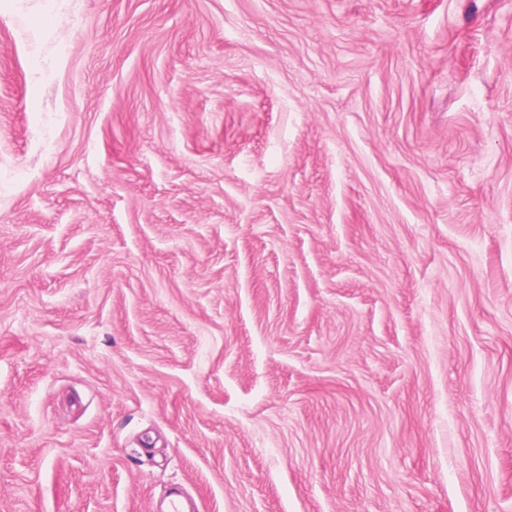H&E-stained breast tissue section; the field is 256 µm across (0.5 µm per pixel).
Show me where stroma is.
Segmentation results:
<instances>
[{"label":"stroma","instance_id":"obj_1","mask_svg":"<svg viewBox=\"0 0 512 512\" xmlns=\"http://www.w3.org/2000/svg\"><path fill=\"white\" fill-rule=\"evenodd\" d=\"M512 512V0H0V512Z\"/></svg>","mask_w":512,"mask_h":512}]
</instances>
